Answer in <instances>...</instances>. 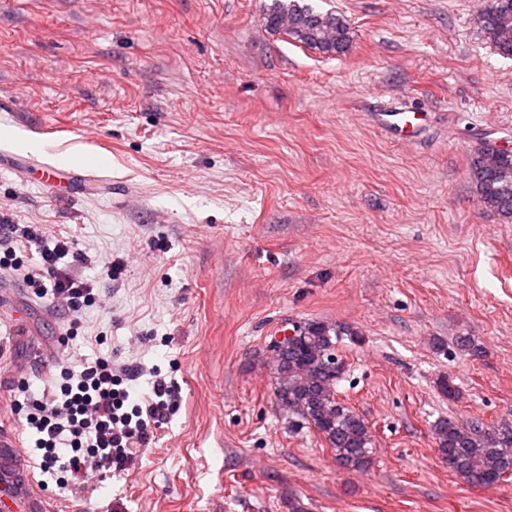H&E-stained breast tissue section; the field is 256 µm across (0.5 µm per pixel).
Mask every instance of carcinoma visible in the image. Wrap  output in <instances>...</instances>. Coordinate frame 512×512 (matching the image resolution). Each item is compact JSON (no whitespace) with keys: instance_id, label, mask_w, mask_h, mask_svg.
I'll return each instance as SVG.
<instances>
[{"instance_id":"1","label":"carcinoma","mask_w":512,"mask_h":512,"mask_svg":"<svg viewBox=\"0 0 512 512\" xmlns=\"http://www.w3.org/2000/svg\"><path fill=\"white\" fill-rule=\"evenodd\" d=\"M480 8L487 39L500 54L512 57V0H480ZM264 21L269 29L324 54L344 52L349 41L343 19L298 0H274ZM472 176L484 206L512 216V154L487 145L477 154ZM336 338L332 326L305 322L295 337L276 347L270 369L281 405L325 441L340 467L356 470L369 462L372 435L365 419L336 397V381L343 373V367L332 363ZM433 432L438 454L467 484L485 486L512 477V421L440 419Z\"/></svg>"}]
</instances>
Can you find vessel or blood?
Here are the masks:
<instances>
[{
  "mask_svg": "<svg viewBox=\"0 0 512 512\" xmlns=\"http://www.w3.org/2000/svg\"><path fill=\"white\" fill-rule=\"evenodd\" d=\"M0 512H47L31 471L22 467L15 436L0 430Z\"/></svg>",
  "mask_w": 512,
  "mask_h": 512,
  "instance_id": "b4317fda",
  "label": "vessel or blood"
}]
</instances>
